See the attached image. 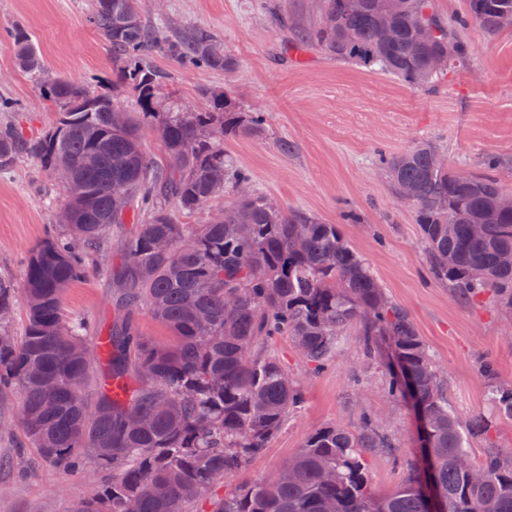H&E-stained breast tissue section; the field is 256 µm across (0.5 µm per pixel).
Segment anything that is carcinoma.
<instances>
[{"mask_svg":"<svg viewBox=\"0 0 512 512\" xmlns=\"http://www.w3.org/2000/svg\"><path fill=\"white\" fill-rule=\"evenodd\" d=\"M468 14L486 32L512 27V0H467ZM391 11L392 37L381 18ZM90 22L112 49L116 81L132 88L138 109L117 126L123 103L85 81L45 75L32 36L17 26L7 47L23 71L44 76L43 99L56 119L34 139L13 125L0 127V167L23 155L58 174L63 206L76 221L30 250L21 281L0 277V391L16 390V422L41 458L66 480H93L95 492L76 512H189L210 489L243 472L259 457L300 403L302 393L274 355L257 348L288 337L318 373L358 330L364 355L389 351L387 394L409 399L417 412L423 451L405 457L406 475L384 496L369 483L366 455L396 445L376 413L358 429L331 424L311 433L281 467L224 492L213 512H431L421 490L430 478L444 512H512V450L498 448L493 425L462 421L448 409L444 381L410 314L389 299L359 253L335 224L251 192V174L224 142L265 131L261 111L239 112L222 91L204 90V105L158 97L161 54L205 70H231L234 59L208 28L182 31L150 24L141 0H94ZM301 44L410 86L443 80L467 53L432 0H322L315 23L298 30ZM443 55L446 66L432 62ZM159 137L164 155L150 154L141 126ZM440 147L420 141L383 158L397 198L409 201L434 280L469 299L494 293L512 318V208L490 173L435 163ZM94 158L89 165L86 160ZM128 192L112 198V183ZM222 221L181 224L226 192ZM481 225L473 234L470 226ZM124 224L115 285L114 318L106 350L92 325L64 313L74 283L100 272L89 264ZM145 310L170 332L143 335ZM488 400L512 417V385L481 365ZM97 380L95 398L86 392ZM483 440L471 458L468 438Z\"/></svg>","mask_w":512,"mask_h":512,"instance_id":"1","label":"carcinoma"}]
</instances>
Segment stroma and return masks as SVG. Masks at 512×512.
<instances>
[{
	"instance_id": "35a3bbf8",
	"label": "stroma",
	"mask_w": 512,
	"mask_h": 512,
	"mask_svg": "<svg viewBox=\"0 0 512 512\" xmlns=\"http://www.w3.org/2000/svg\"><path fill=\"white\" fill-rule=\"evenodd\" d=\"M320 0H166L164 18L173 28L209 27L233 56V70L183 67L158 57L168 91L201 105V89L228 93L243 109H261L266 129L258 137L227 142V150L253 176L256 191L339 225L389 297L403 306L448 388V407L462 420L493 418L499 447L512 449V419L498 415L486 397L480 365L492 358L499 381L512 383V321L502 316L492 293L458 298L433 280L410 207L394 196L380 152L398 153L414 143L440 145L452 168L492 171L512 193V28L487 35L477 23L463 32L468 58L437 88L412 87L319 50L285 49L289 23L312 24ZM92 0H0V34L22 25L32 35L50 73L97 81L132 105L125 85H113L112 50L89 17ZM0 97L13 109L1 124L34 138L50 125L56 108L43 100L29 73L19 70L0 46ZM292 152H282L279 140ZM59 181L30 157L0 171V275L21 279L29 249L59 230ZM127 234L118 229L100 256V273L75 283L65 295L69 314L107 328L114 316L113 288L106 273L117 263ZM297 380L302 401L265 453L238 480L269 472L302 448L315 430L339 424L354 429L363 413L390 417L395 453L368 455V475L377 494L404 477L398 462L419 445L410 404L387 396V371L367 359L357 336L345 337L337 361L313 374L287 337L267 346ZM0 512H73L92 488L61 475L29 448L21 430L0 431Z\"/></svg>"
}]
</instances>
